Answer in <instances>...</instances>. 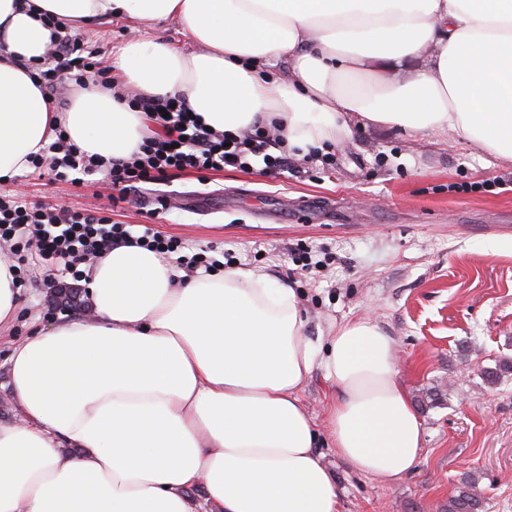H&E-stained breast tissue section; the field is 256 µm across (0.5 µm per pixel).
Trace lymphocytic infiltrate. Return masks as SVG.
I'll list each match as a JSON object with an SVG mask.
<instances>
[{
  "label": "lymphocytic infiltrate",
  "mask_w": 512,
  "mask_h": 512,
  "mask_svg": "<svg viewBox=\"0 0 512 512\" xmlns=\"http://www.w3.org/2000/svg\"><path fill=\"white\" fill-rule=\"evenodd\" d=\"M54 49L44 59L39 78L46 90L67 83L83 88L101 85L104 66L88 52L78 37L59 32ZM131 107L144 112L157 130L146 138L129 159L112 161L108 166L112 192L110 209L123 208L137 184L168 181L176 174L221 170L247 165L250 158H261L266 168L286 167V157L276 155L279 140L269 138L264 127L253 129L243 138L216 130L189 113L175 97L132 96ZM60 151L49 170L53 180L81 185L84 176L99 167L96 156L82 151L70 138L60 136ZM24 239L30 259L42 269V285L50 307L70 311L81 294L78 282L68 281L84 255L101 254L112 245L134 244L165 254L172 243L157 236L138 234L134 225L116 224L93 214L29 202L18 196H0V239Z\"/></svg>",
  "instance_id": "lymphocytic-infiltrate-1"
}]
</instances>
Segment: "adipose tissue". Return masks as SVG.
I'll return each mask as SVG.
<instances>
[{
    "instance_id": "1",
    "label": "adipose tissue",
    "mask_w": 512,
    "mask_h": 512,
    "mask_svg": "<svg viewBox=\"0 0 512 512\" xmlns=\"http://www.w3.org/2000/svg\"><path fill=\"white\" fill-rule=\"evenodd\" d=\"M44 13L172 20L196 49L131 42L112 62L122 82L61 112L34 69L51 46ZM131 89L180 94L221 131L276 121L291 150L371 126L452 132L512 162V0H0V183L62 132L129 158L146 134ZM87 276L89 315L7 360L20 415L0 421V512H340L323 434L381 481L417 464L421 422L371 318L323 350L295 289L252 268L191 273L119 244ZM317 365L336 391L323 431L300 396Z\"/></svg>"
}]
</instances>
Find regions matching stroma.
I'll list each match as a JSON object with an SVG mask.
<instances>
[{
    "instance_id": "obj_1",
    "label": "stroma",
    "mask_w": 512,
    "mask_h": 512,
    "mask_svg": "<svg viewBox=\"0 0 512 512\" xmlns=\"http://www.w3.org/2000/svg\"><path fill=\"white\" fill-rule=\"evenodd\" d=\"M79 34L103 59L134 39L194 47L173 22L136 30L115 19ZM262 166L254 158L246 168L173 177L141 190L111 220L142 223L143 206L166 195L153 227L178 247L170 262L202 254L223 269L263 270L295 288L313 342L365 315L393 338L400 379L419 404L422 453L411 472L386 483L323 442L322 459L343 488L341 512H439L469 479L485 512H512V376L495 385L481 376L512 358V163L452 133L366 128L296 156L288 171ZM0 193L109 212L100 173L76 190L32 169L0 184ZM17 271L25 281L20 308L0 333L1 421L18 413L5 387L9 352L28 338L33 314L47 325L61 320L30 284L28 262ZM438 383L447 387L441 401L420 405L422 390Z\"/></svg>"
}]
</instances>
